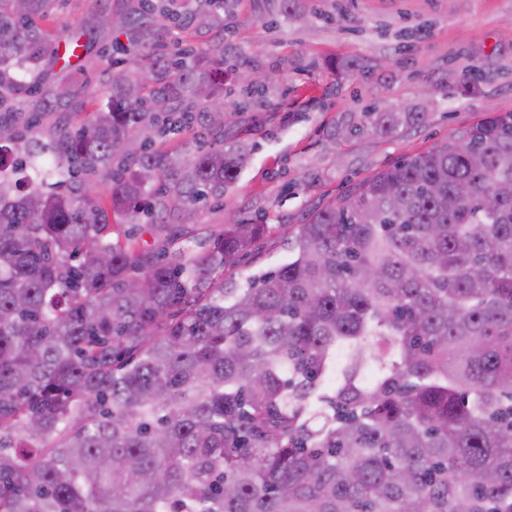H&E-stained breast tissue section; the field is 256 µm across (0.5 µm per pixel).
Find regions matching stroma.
Segmentation results:
<instances>
[{
	"mask_svg": "<svg viewBox=\"0 0 512 512\" xmlns=\"http://www.w3.org/2000/svg\"><path fill=\"white\" fill-rule=\"evenodd\" d=\"M121 5L59 0L40 19L50 38L33 91L18 105L20 134H28V122L74 125L81 110L106 105L115 35L98 18ZM298 10L308 22L284 19L281 0H230L223 28H194L199 49L226 48L224 130L168 139L185 154L213 147L221 134L252 147L223 197L168 217L171 227L185 231L181 246L192 249L230 219L270 225L224 272L240 288L250 275L287 262L282 227L304 223L349 183L446 142L487 107L512 111V0H298ZM79 33L87 53L66 68L55 63L59 46ZM339 58L356 61L357 69L337 73ZM242 64L268 77L253 103L232 76ZM466 67L480 74L468 89L459 84ZM406 108L424 113V120L392 133L372 123L375 113Z\"/></svg>",
	"mask_w": 512,
	"mask_h": 512,
	"instance_id": "obj_1",
	"label": "stroma"
}]
</instances>
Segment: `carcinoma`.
<instances>
[{"label": "carcinoma", "instance_id": "1", "mask_svg": "<svg viewBox=\"0 0 512 512\" xmlns=\"http://www.w3.org/2000/svg\"><path fill=\"white\" fill-rule=\"evenodd\" d=\"M3 2L0 104L32 89L55 0ZM224 5L131 0L133 64L78 129L17 144L0 111V512H512V112L350 184L246 288L224 269L266 224L199 253L110 237L107 212L163 232L248 161L163 140L223 115L224 69L156 43ZM101 170L108 210L83 192ZM28 171L72 192L23 190Z\"/></svg>", "mask_w": 512, "mask_h": 512}]
</instances>
